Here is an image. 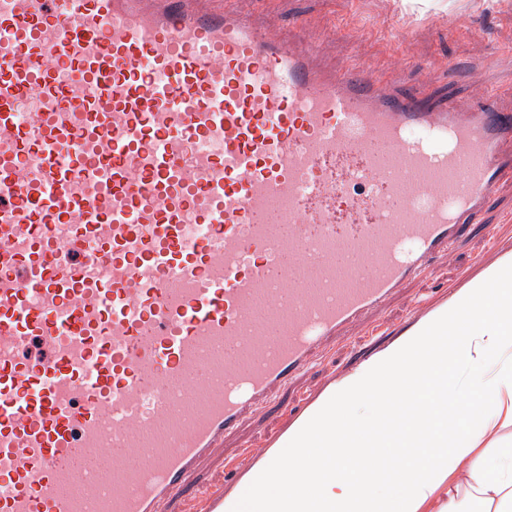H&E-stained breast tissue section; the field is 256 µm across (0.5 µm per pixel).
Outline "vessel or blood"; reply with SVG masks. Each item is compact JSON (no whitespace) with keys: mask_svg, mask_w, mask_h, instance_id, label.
Returning <instances> with one entry per match:
<instances>
[{"mask_svg":"<svg viewBox=\"0 0 512 512\" xmlns=\"http://www.w3.org/2000/svg\"><path fill=\"white\" fill-rule=\"evenodd\" d=\"M512 180V99L203 0H0V512H163Z\"/></svg>","mask_w":512,"mask_h":512,"instance_id":"obj_1","label":"vessel or blood"}]
</instances>
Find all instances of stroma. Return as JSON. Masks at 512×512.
Segmentation results:
<instances>
[{
    "instance_id": "stroma-1",
    "label": "stroma",
    "mask_w": 512,
    "mask_h": 512,
    "mask_svg": "<svg viewBox=\"0 0 512 512\" xmlns=\"http://www.w3.org/2000/svg\"><path fill=\"white\" fill-rule=\"evenodd\" d=\"M288 43L312 34L322 58L365 74L398 76L402 90L454 94L475 85L512 93V0H246ZM494 232L501 248L490 247ZM512 252V183H504L483 223L437 258L428 274L398 288L386 304L351 329L349 339L321 355L275 402L225 441L201 472L210 488L233 490L263 457L286 422L303 416L324 394L399 340L419 315L448 301L502 252Z\"/></svg>"
}]
</instances>
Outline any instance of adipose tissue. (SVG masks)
Returning a JSON list of instances; mask_svg holds the SVG:
<instances>
[{
  "mask_svg": "<svg viewBox=\"0 0 512 512\" xmlns=\"http://www.w3.org/2000/svg\"><path fill=\"white\" fill-rule=\"evenodd\" d=\"M469 308L471 322L448 345L452 361L472 368L469 386L440 377L442 363L423 358L428 341L440 326L428 320L402 342L369 359L355 376L337 384L314 410L288 430V457L297 472L325 471L326 476L289 491L280 512H419L423 503L458 471H465L468 497L449 498L440 512H474L473 501L488 494L498 498L496 512H512V448L499 443L501 430L512 426V252L493 265L483 288L461 289L449 301L456 317ZM423 374L438 384L440 402L466 404L455 418L441 412L401 424L396 439H384L378 426L380 408L371 416L353 413L363 395L390 398L401 372ZM487 396L474 404V390ZM496 449L493 465H485L480 447ZM405 462L398 478L387 466Z\"/></svg>",
  "mask_w": 512,
  "mask_h": 512,
  "instance_id": "adipose-tissue-1",
  "label": "adipose tissue"
}]
</instances>
